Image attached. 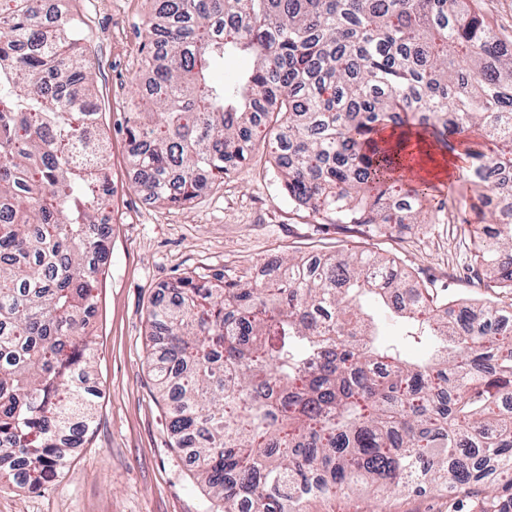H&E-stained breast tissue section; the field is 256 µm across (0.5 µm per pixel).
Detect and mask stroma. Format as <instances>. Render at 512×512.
<instances>
[{
	"mask_svg": "<svg viewBox=\"0 0 512 512\" xmlns=\"http://www.w3.org/2000/svg\"><path fill=\"white\" fill-rule=\"evenodd\" d=\"M69 9L92 66L115 186L109 254L90 326L99 412L84 447L41 490L0 487V512H207L208 491L174 446L168 402L151 375V300L178 278L231 280L273 258L364 250L395 260L410 283L449 299L512 306L511 288H488L475 277L470 242L459 231L489 223L490 215L448 203L428 209L426 223L400 231L339 224L288 198L260 149L246 165L214 178L190 205L143 206V192L129 179L125 119L145 76L141 48L151 0H70ZM309 512H448V498L430 487L378 495L358 487L312 501Z\"/></svg>",
	"mask_w": 512,
	"mask_h": 512,
	"instance_id": "1",
	"label": "stroma"
}]
</instances>
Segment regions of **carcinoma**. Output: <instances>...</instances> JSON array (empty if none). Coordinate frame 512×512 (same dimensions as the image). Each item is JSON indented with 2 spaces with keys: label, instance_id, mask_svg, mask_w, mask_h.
<instances>
[{
  "label": "carcinoma",
  "instance_id": "obj_1",
  "mask_svg": "<svg viewBox=\"0 0 512 512\" xmlns=\"http://www.w3.org/2000/svg\"><path fill=\"white\" fill-rule=\"evenodd\" d=\"M471 2L155 0L126 117L136 182L182 207L199 173L226 175L261 142L313 213L404 227L436 198L406 178L404 143L462 147L470 207L493 215L461 227L475 275L512 288V182L489 180L512 173V54ZM234 54L253 68L212 80ZM91 86L66 11L0 0V485L23 463L41 489L96 422L89 326L113 187ZM271 266L181 278L149 311L171 433L224 512H308L358 485L512 490L508 310L450 309L369 251ZM367 295L392 303L406 342L435 340L428 359L377 338Z\"/></svg>",
  "mask_w": 512,
  "mask_h": 512
}]
</instances>
